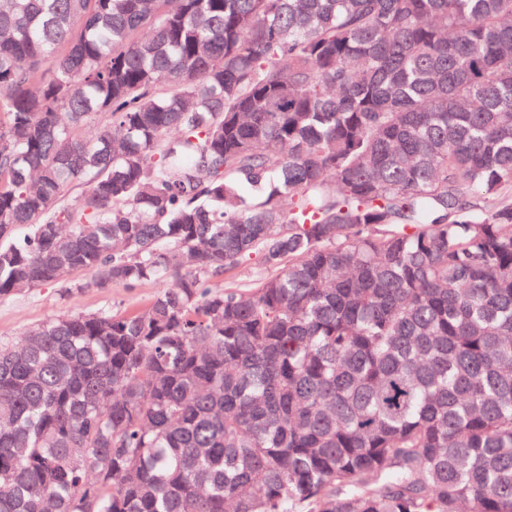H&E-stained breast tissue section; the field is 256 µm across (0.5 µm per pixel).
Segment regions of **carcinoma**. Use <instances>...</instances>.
<instances>
[{
	"label": "carcinoma",
	"instance_id": "1",
	"mask_svg": "<svg viewBox=\"0 0 512 512\" xmlns=\"http://www.w3.org/2000/svg\"><path fill=\"white\" fill-rule=\"evenodd\" d=\"M0 87V297L173 280L0 342V512H512V0H0ZM264 275H266V271L262 266L260 257L253 254L239 265L226 269L215 280V283L224 288H245L248 284Z\"/></svg>",
	"mask_w": 512,
	"mask_h": 512
}]
</instances>
